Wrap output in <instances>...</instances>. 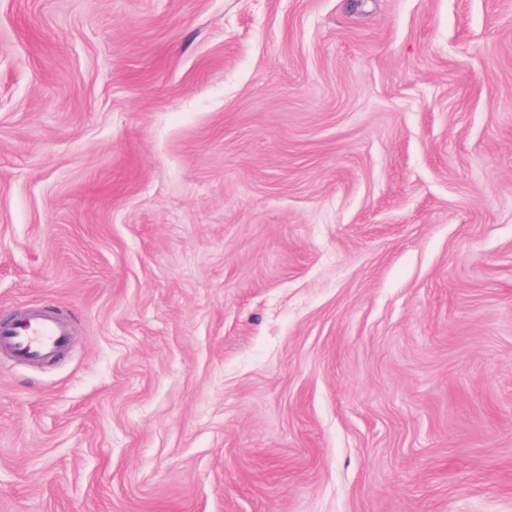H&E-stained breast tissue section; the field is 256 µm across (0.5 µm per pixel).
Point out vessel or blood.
Masks as SVG:
<instances>
[{"label": "vessel or blood", "mask_w": 512, "mask_h": 512, "mask_svg": "<svg viewBox=\"0 0 512 512\" xmlns=\"http://www.w3.org/2000/svg\"><path fill=\"white\" fill-rule=\"evenodd\" d=\"M70 333L55 316H31L0 320V351H8L18 361H44L63 353Z\"/></svg>", "instance_id": "b4317fda"}]
</instances>
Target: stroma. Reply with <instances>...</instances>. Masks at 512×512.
<instances>
[{"label": "stroma", "mask_w": 512, "mask_h": 512, "mask_svg": "<svg viewBox=\"0 0 512 512\" xmlns=\"http://www.w3.org/2000/svg\"><path fill=\"white\" fill-rule=\"evenodd\" d=\"M0 512H512V0H0ZM70 333L55 315L0 320V352L7 350L18 361H45L63 353Z\"/></svg>", "instance_id": "stroma-1"}]
</instances>
